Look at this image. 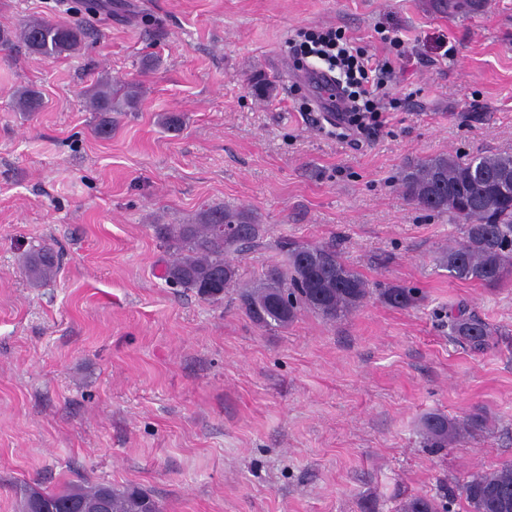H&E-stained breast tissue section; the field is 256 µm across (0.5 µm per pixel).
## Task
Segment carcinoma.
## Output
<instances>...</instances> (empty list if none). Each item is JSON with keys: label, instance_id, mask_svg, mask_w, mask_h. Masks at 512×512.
Returning <instances> with one entry per match:
<instances>
[{"label": "carcinoma", "instance_id": "cac0c4a2", "mask_svg": "<svg viewBox=\"0 0 512 512\" xmlns=\"http://www.w3.org/2000/svg\"><path fill=\"white\" fill-rule=\"evenodd\" d=\"M85 29L67 20L30 18L11 28L0 26V47H23L28 54L58 58L75 54L84 46ZM142 95L138 83L99 80L88 98L94 112L104 116L96 125L100 136L112 135L117 118L133 108ZM20 112H38L41 94L29 87L13 92ZM407 200L435 214H447L461 225V239L436 257L448 276L497 287L512 277V153L468 157L440 154L408 167L400 179ZM168 259L162 278L166 283L219 301L235 281L237 272L229 254L241 252L265 234L248 212L230 207L199 211L190 224H162L156 228ZM284 255L263 277L236 290L239 308L259 328H286L303 312L327 323L342 321L373 294L369 282L347 264L333 243L300 244L286 238L277 242ZM30 282L39 286L53 278L57 258L42 248L23 260ZM378 299L394 309L416 306L423 296L414 288L390 285ZM451 335L475 353L495 345L484 321L463 308L448 311ZM427 446L448 445L477 433L491 431L482 410L457 420L431 413L422 423ZM467 512H512V464L469 474L459 485ZM160 512L158 502L137 487L117 489L106 483L69 482L57 490L29 487L21 512ZM397 512H448V506L429 495H414L400 502Z\"/></svg>", "mask_w": 512, "mask_h": 512}]
</instances>
